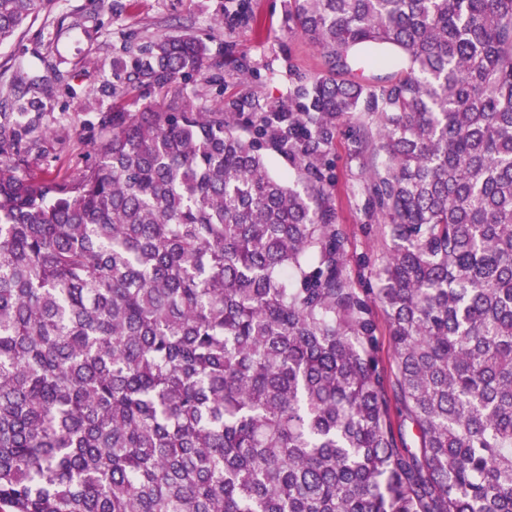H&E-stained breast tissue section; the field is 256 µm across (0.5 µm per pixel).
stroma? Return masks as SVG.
<instances>
[{
  "instance_id": "1",
  "label": "stroma",
  "mask_w": 512,
  "mask_h": 512,
  "mask_svg": "<svg viewBox=\"0 0 512 512\" xmlns=\"http://www.w3.org/2000/svg\"><path fill=\"white\" fill-rule=\"evenodd\" d=\"M255 24L228 30V0H55L14 41L0 45V113L34 101L43 119L38 129L42 156L33 170L78 177L92 162L93 144L104 137L98 115L122 107L129 112L187 107L206 112L238 102L281 103L309 73L322 69L318 48L288 20L285 0H251ZM191 34L208 49L210 68L203 77L167 88L128 89L115 65L124 47L158 35ZM334 206L348 241V260L357 287L374 285L369 267L380 264L388 240L385 227L366 213L360 185L365 170L352 159L344 134H337Z\"/></svg>"
}]
</instances>
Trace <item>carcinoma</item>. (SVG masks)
I'll list each match as a JSON object with an SVG mask.
<instances>
[{"instance_id":"obj_1","label":"carcinoma","mask_w":512,"mask_h":512,"mask_svg":"<svg viewBox=\"0 0 512 512\" xmlns=\"http://www.w3.org/2000/svg\"><path fill=\"white\" fill-rule=\"evenodd\" d=\"M51 2L0 0V43ZM287 7L325 67L251 116L105 113L65 180L30 172L40 115L0 113V512H512V0ZM206 60L159 36L126 79ZM342 128L375 288L336 223ZM336 165V191L334 206L337 224L342 228L348 241L349 268L357 288H375V280L370 274L371 266H361L367 258L373 265H379L385 256L388 240L385 226L364 209V199L360 185L365 177L361 162L350 156V145L343 132L336 135V149L331 156ZM375 315L378 324L377 334L378 336H380L381 341L380 359L382 360V364L385 367L392 370V368H394L395 366V363L393 359L392 349L388 341V326L379 304H376Z\"/></svg>"}]
</instances>
